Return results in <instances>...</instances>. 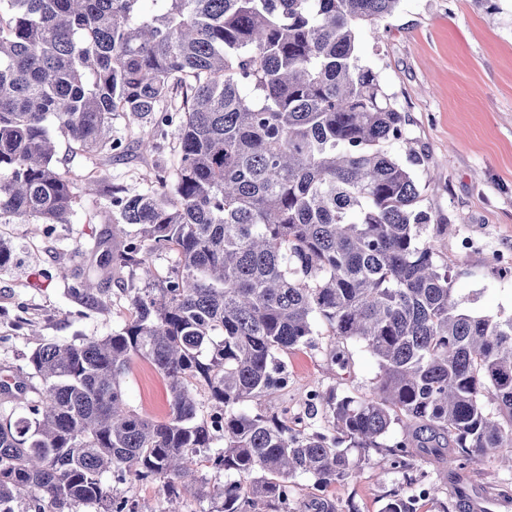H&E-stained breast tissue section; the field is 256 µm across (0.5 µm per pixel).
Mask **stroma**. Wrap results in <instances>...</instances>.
<instances>
[{"instance_id": "1", "label": "stroma", "mask_w": 512, "mask_h": 512, "mask_svg": "<svg viewBox=\"0 0 512 512\" xmlns=\"http://www.w3.org/2000/svg\"><path fill=\"white\" fill-rule=\"evenodd\" d=\"M358 46L362 64L378 73L426 157L416 178L424 206L449 227L436 244L459 295L482 314H512V278L492 264L499 254L512 258V0H401L382 28H360ZM152 166L134 145L113 159L110 171L139 191ZM102 203L101 194L82 196L70 223L36 232L0 224V243L13 255L0 268V375L25 369L41 340L103 337L120 325L119 312L89 309L72 292L88 278L110 294L143 285L129 272L98 269L97 245L112 230L99 212ZM329 349L323 335L314 347L289 353L287 390L278 399H255L251 410L276 412L316 388L369 394L375 359L351 344L343 369L331 363ZM122 388L133 408L166 417L164 386L149 364L137 363ZM402 486L401 477L368 468L323 495L338 512L351 502L359 512H383L388 494Z\"/></svg>"}]
</instances>
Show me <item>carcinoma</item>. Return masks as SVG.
Segmentation results:
<instances>
[{
    "label": "carcinoma",
    "instance_id": "carcinoma-1",
    "mask_svg": "<svg viewBox=\"0 0 512 512\" xmlns=\"http://www.w3.org/2000/svg\"><path fill=\"white\" fill-rule=\"evenodd\" d=\"M399 2L0 0V224H67L79 182L103 185L115 232L98 266L144 279L122 289L119 330L46 340L0 380V512H142L137 484L169 502L198 484L215 512H336L321 496L302 507L296 477L355 480L374 452L411 489L384 512H417L441 487L409 475L416 449L453 474L512 448V316L458 295L435 241L448 225L415 177L424 156L358 55L357 27ZM132 142L156 155L141 192L70 167ZM159 252L176 257L164 271ZM73 292L110 302L86 281ZM324 332L341 367L339 343L376 360L371 393L311 390L304 421L286 404L252 412L286 389L282 356ZM137 360L164 383L163 420L124 397Z\"/></svg>",
    "mask_w": 512,
    "mask_h": 512
}]
</instances>
